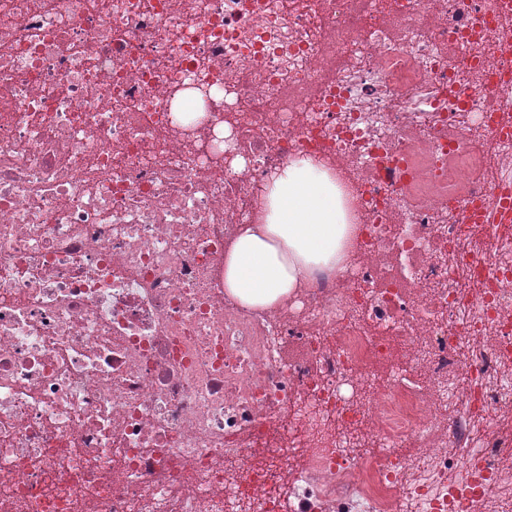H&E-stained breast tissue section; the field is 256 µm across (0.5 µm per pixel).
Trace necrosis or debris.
Masks as SVG:
<instances>
[{
  "instance_id": "4bbe7bcc",
  "label": "necrosis or debris",
  "mask_w": 512,
  "mask_h": 512,
  "mask_svg": "<svg viewBox=\"0 0 512 512\" xmlns=\"http://www.w3.org/2000/svg\"><path fill=\"white\" fill-rule=\"evenodd\" d=\"M510 42L512 0H0V512H512ZM301 158L350 257L241 306ZM487 214L491 215V223H512V193H503L487 205Z\"/></svg>"
}]
</instances>
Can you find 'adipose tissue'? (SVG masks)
I'll list each match as a JSON object with an SVG mask.
<instances>
[{
  "label": "adipose tissue",
  "instance_id": "1",
  "mask_svg": "<svg viewBox=\"0 0 512 512\" xmlns=\"http://www.w3.org/2000/svg\"><path fill=\"white\" fill-rule=\"evenodd\" d=\"M265 221L246 229L224 257V290L248 308L278 305L314 266L347 257L351 231L336 192L309 160L290 163L266 188Z\"/></svg>",
  "mask_w": 512,
  "mask_h": 512
}]
</instances>
